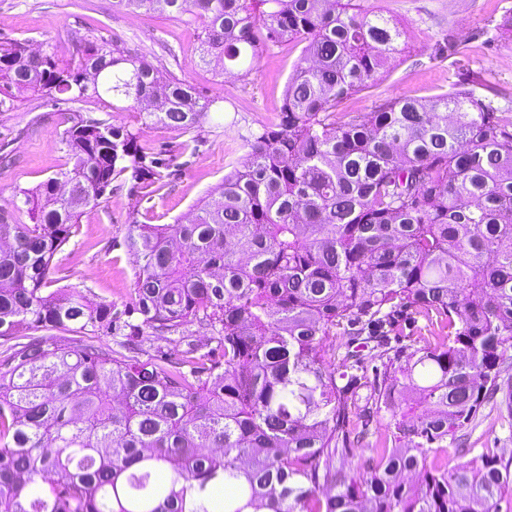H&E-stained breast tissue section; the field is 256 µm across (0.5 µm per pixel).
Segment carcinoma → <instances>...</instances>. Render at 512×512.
<instances>
[{
	"label": "carcinoma",
	"instance_id": "carcinoma-1",
	"mask_svg": "<svg viewBox=\"0 0 512 512\" xmlns=\"http://www.w3.org/2000/svg\"><path fill=\"white\" fill-rule=\"evenodd\" d=\"M116 5L200 23V61L224 72L271 45L303 54L277 123L190 220L131 225L120 316L45 292L54 256L113 181L173 166L142 129L189 132L218 100L105 44L64 59L0 37V107L106 96L141 122L73 115L65 167L0 208V512H500L512 457L445 460L512 368V133L495 109L461 89L336 116L402 36L364 0ZM413 314L437 329L403 345ZM194 323L203 347L125 354ZM382 413L363 468L336 466Z\"/></svg>",
	"mask_w": 512,
	"mask_h": 512
}]
</instances>
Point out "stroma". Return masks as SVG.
Here are the masks:
<instances>
[{
    "instance_id": "35a3bbf8",
    "label": "stroma",
    "mask_w": 512,
    "mask_h": 512,
    "mask_svg": "<svg viewBox=\"0 0 512 512\" xmlns=\"http://www.w3.org/2000/svg\"><path fill=\"white\" fill-rule=\"evenodd\" d=\"M403 29L390 69L340 102L337 113L371 112L400 95L423 100L467 88L490 100L512 132V0H376ZM51 44L67 55L74 40L115 44L123 54L146 57L207 95L222 109L194 131L180 134L155 125L142 143L170 149L176 160L162 188L116 181L99 205L85 210L54 258L53 287L73 285L116 310L131 305L138 265L124 238L133 224H172L188 218L225 174L241 166L248 144L274 123L286 83L302 48L263 49L249 74L220 76V64L199 61L195 25L114 7L113 0H0V36ZM137 127L134 111H113L110 100L85 98L57 104L33 96L0 112V201L32 188L67 162L62 135L73 112ZM471 456L512 448V373L464 430Z\"/></svg>"
}]
</instances>
